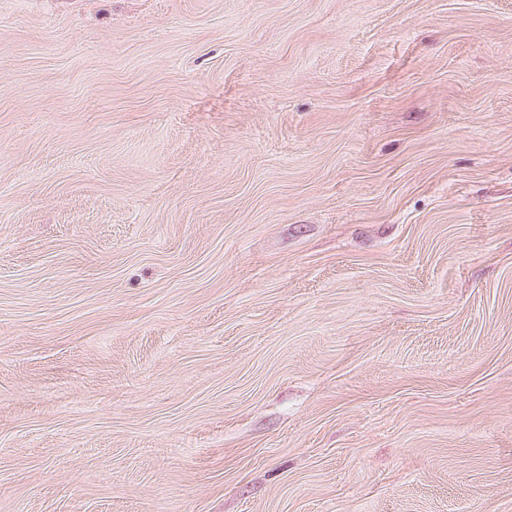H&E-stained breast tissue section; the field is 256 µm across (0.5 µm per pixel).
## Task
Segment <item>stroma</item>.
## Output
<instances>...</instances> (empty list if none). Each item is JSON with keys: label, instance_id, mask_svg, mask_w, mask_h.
<instances>
[{"label": "stroma", "instance_id": "1", "mask_svg": "<svg viewBox=\"0 0 512 512\" xmlns=\"http://www.w3.org/2000/svg\"><path fill=\"white\" fill-rule=\"evenodd\" d=\"M0 512H512V0H0Z\"/></svg>", "mask_w": 512, "mask_h": 512}]
</instances>
